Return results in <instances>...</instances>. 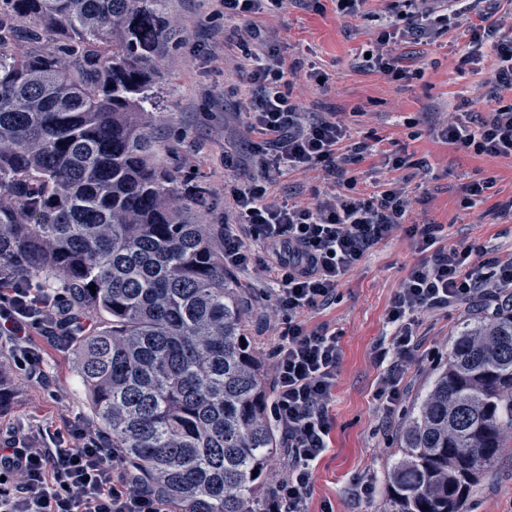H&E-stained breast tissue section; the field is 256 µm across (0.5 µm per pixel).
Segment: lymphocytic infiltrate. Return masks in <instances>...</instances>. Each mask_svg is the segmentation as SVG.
I'll use <instances>...</instances> for the list:
<instances>
[{
  "label": "lymphocytic infiltrate",
  "instance_id": "f902f5d3",
  "mask_svg": "<svg viewBox=\"0 0 512 512\" xmlns=\"http://www.w3.org/2000/svg\"><path fill=\"white\" fill-rule=\"evenodd\" d=\"M291 0H215L225 18L239 21L241 55L233 65L240 84L259 88L258 110L248 113L259 135L253 150L260 175L231 184L224 197V265L254 272L269 297L288 314L275 329L272 415L285 441V473L273 487L267 512H308L315 467L330 444L329 413L339 363L338 340L328 326L306 325V314L331 305L343 276L380 241L398 231L413 238L420 260L413 265L387 313L393 352L377 397L394 413L405 365L419 348L415 327L421 312L483 302L512 307V257H486L482 246L448 243L441 224L409 221L414 199L405 180L391 179L369 195L347 176L363 159L367 142H349L335 113L307 120L291 92L295 66L276 51L253 55L263 40L256 15L285 9ZM482 0H385L384 24L370 61L378 72L408 78L395 46L409 35L433 37L465 29L472 48L465 61L491 66L481 87L483 114L450 113L437 133L449 147L473 156L512 159V0L501 13ZM321 171L344 190L313 188L308 200L291 202L274 190L275 178ZM73 320L61 295L45 288L0 289V342L9 345V368L43 385L40 334L67 344ZM0 512H172L169 503L139 485L117 449L90 424L75 420L54 437L23 429L0 435Z\"/></svg>",
  "mask_w": 512,
  "mask_h": 512
}]
</instances>
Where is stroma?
Here are the masks:
<instances>
[{"mask_svg":"<svg viewBox=\"0 0 512 512\" xmlns=\"http://www.w3.org/2000/svg\"><path fill=\"white\" fill-rule=\"evenodd\" d=\"M383 0H366L358 16H341L334 8L319 13L297 6L272 16H259L267 46L278 50L286 62L298 63L292 98L309 118L333 112L343 120L352 140L369 133L380 139L371 154L353 166L358 187L377 191L393 176L385 156L395 152L408 164V189L415 204L412 217L421 224H441L452 242H474L489 255H512V219L498 215L496 206L512 199V160L476 157L448 148L433 135L446 113L462 100L474 103V84L488 72L481 62L478 72L458 71L469 50L465 31L438 38L405 39L396 52L407 79L396 80L369 68L365 55L370 45L366 31L379 28ZM176 40L166 45L160 58V110L163 121L157 133L172 149L170 162L192 172L210 191L203 223L224 221V184L258 174L250 149L246 114L257 106L254 94L236 91L225 81L223 69L207 61L210 53L237 55L232 38L235 21L215 12L213 0H169ZM327 73L321 84L311 70ZM238 160L234 170L224 167L225 153ZM487 178L495 185L487 201L470 210L458 199L464 185ZM419 259L413 239L405 232L375 245L341 280L336 300L307 317L308 328L328 325L335 331L340 352L330 414L334 420L331 444L315 469L309 512H385L383 483L387 470L400 458V434L409 417L431 387L438 370L448 361L455 334L463 323L464 309L451 307L421 315L420 346L407 364L401 386L403 397L391 427H384L376 393L385 375L377 352L390 347L392 330L386 322L391 301L410 268ZM232 276L244 294L246 334L265 367H273L271 325L287 327L288 316L263 300L252 285L253 275L243 270ZM42 351L41 368L47 386L25 378H11L8 398L0 404V429L24 426L59 432L75 419L91 421L81 381L72 367L69 349L50 339H35ZM374 476L378 487L367 501L354 499L356 481ZM473 512H512V448L503 449L491 475L473 493Z\"/></svg>","mask_w":512,"mask_h":512,"instance_id":"35a3bbf8","label":"stroma"}]
</instances>
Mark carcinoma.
Here are the masks:
<instances>
[{
  "label": "carcinoma",
  "instance_id": "obj_1",
  "mask_svg": "<svg viewBox=\"0 0 512 512\" xmlns=\"http://www.w3.org/2000/svg\"><path fill=\"white\" fill-rule=\"evenodd\" d=\"M173 32L168 0H0V286L63 294L99 430L175 512H263L278 439L224 225L153 133ZM401 447L387 512H469L512 447V312L462 324Z\"/></svg>",
  "mask_w": 512,
  "mask_h": 512
}]
</instances>
